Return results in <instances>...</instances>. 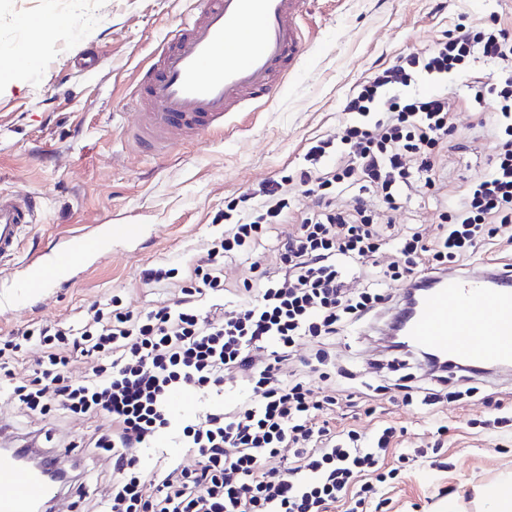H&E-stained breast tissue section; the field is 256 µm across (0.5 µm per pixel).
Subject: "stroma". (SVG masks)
Returning a JSON list of instances; mask_svg holds the SVG:
<instances>
[{
    "label": "stroma",
    "mask_w": 512,
    "mask_h": 512,
    "mask_svg": "<svg viewBox=\"0 0 512 512\" xmlns=\"http://www.w3.org/2000/svg\"><path fill=\"white\" fill-rule=\"evenodd\" d=\"M191 7L192 0H0V45L37 50L34 67L0 82V192H33L42 200L11 270L0 273V339L33 323L75 322L84 307L115 294L129 293L139 308L173 298V291L143 284V271L190 264L223 229L230 201L303 166L311 139L339 132L356 85L408 50L429 47L458 16L475 24L494 17L512 30V0H309L303 31L310 50L275 100L236 113L235 136L204 135L152 155L126 133L134 110L128 90ZM44 12L75 23L40 33L29 22ZM88 53L99 56L97 68L78 65ZM474 122L471 113L458 116V140H474L477 150L465 161L451 157L452 198L466 164L482 165L490 152ZM122 224L133 225V233L116 234ZM88 233L102 238L104 253L84 257L41 297L16 308L13 281L25 274L29 254L51 260L72 237ZM466 385L476 396L438 415L384 400L373 415L342 419L367 433L386 423L401 427L404 448L420 447L433 420L447 427L436 453L411 462L384 489L386 512H445L451 500L478 512L473 486L512 474V427L471 424L495 415L483 396L512 404V379L449 374L448 391Z\"/></svg>",
    "instance_id": "stroma-1"
}]
</instances>
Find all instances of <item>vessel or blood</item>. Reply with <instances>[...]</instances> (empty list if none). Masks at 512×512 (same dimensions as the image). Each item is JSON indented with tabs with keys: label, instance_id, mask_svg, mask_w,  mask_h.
I'll return each instance as SVG.
<instances>
[{
	"label": "vessel or blood",
	"instance_id": "vessel-or-blood-1",
	"mask_svg": "<svg viewBox=\"0 0 512 512\" xmlns=\"http://www.w3.org/2000/svg\"><path fill=\"white\" fill-rule=\"evenodd\" d=\"M306 0H196L171 27L140 75L128 134L146 151L165 154L177 144L229 133L230 114L279 94L282 74L308 53L302 23ZM33 193L0 192V269L13 260L24 231L37 220ZM97 240L79 237L55 264L28 261L19 284L23 301L38 298L63 269L98 251ZM407 340L449 365L481 372L512 365V270L438 276L416 310L405 311ZM55 484L13 456L0 457V512H36L59 499Z\"/></svg>",
	"mask_w": 512,
	"mask_h": 512
}]
</instances>
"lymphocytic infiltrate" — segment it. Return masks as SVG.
I'll return each mask as SVG.
<instances>
[{
    "label": "lymphocytic infiltrate",
    "instance_id": "1",
    "mask_svg": "<svg viewBox=\"0 0 512 512\" xmlns=\"http://www.w3.org/2000/svg\"><path fill=\"white\" fill-rule=\"evenodd\" d=\"M477 55L494 70L473 79ZM465 76L467 97L448 91ZM463 110L489 128L492 158L436 224L397 227L403 202L443 189L438 169L458 148ZM343 112L341 134L315 140L298 174L262 182L196 260L145 272L177 300L138 310L115 295L79 326L28 328L0 346L18 427L53 411L94 422L70 480L80 497L100 486L87 512H366L407 457L386 461L395 427L340 430L337 409L447 404L436 371L359 390L336 344L390 313L398 287L423 289L489 244L497 259L512 253V31L457 23L356 86ZM229 257L241 266L231 288ZM228 386L241 391L230 403ZM185 391L201 407L174 412L170 396ZM162 440L182 456L144 472L141 452ZM102 456L109 472L94 469Z\"/></svg>",
    "mask_w": 512,
    "mask_h": 512
}]
</instances>
